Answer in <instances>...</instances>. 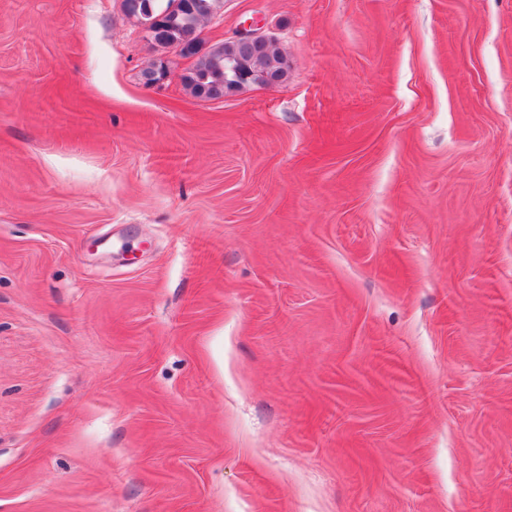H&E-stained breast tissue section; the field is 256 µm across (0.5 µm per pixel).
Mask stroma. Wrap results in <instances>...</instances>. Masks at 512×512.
Instances as JSON below:
<instances>
[{"mask_svg":"<svg viewBox=\"0 0 512 512\" xmlns=\"http://www.w3.org/2000/svg\"><path fill=\"white\" fill-rule=\"evenodd\" d=\"M0 0V512H512V0ZM166 2L167 0H140L139 1V7L138 3H134V7H138L137 11L133 13H128L126 10V14L128 16H134L137 17L141 24L144 25L147 21H149L151 18L158 15L163 6L160 4V2ZM187 6V2L181 1V0H170L163 8L162 13L157 17V20H160L162 17L172 13V12H178L182 8H185ZM152 13V15H151ZM192 1H199L204 7L201 10L180 15L170 19L167 23L151 28L153 31L152 37L156 42L164 45L176 44L181 46L185 54L182 57L191 53L194 46L201 41V28L204 22L217 14L224 2L223 0ZM144 31L145 38L155 44L149 30ZM259 30L260 29H252L250 26L248 29L244 28L238 30L228 39L242 46L245 55H247L255 47L270 45L273 46L275 44L273 38ZM237 58L236 46L226 40L204 54L197 56L187 74L182 76V81L194 97L203 99L212 92L222 91L225 95L252 86L262 87L265 75H278L282 84L287 80L288 61L286 62L284 55L273 47L249 57L248 69L253 77L246 81L250 76L245 72H239V79L246 82H238L231 86L228 84L232 78L230 67L237 61ZM279 78L268 76L265 88L271 90L280 88L282 85Z\"/></svg>","mask_w":512,"mask_h":512,"instance_id":"35a3bbf8","label":"stroma"}]
</instances>
